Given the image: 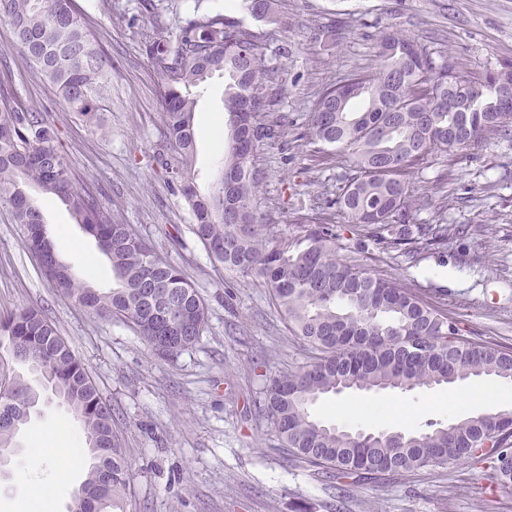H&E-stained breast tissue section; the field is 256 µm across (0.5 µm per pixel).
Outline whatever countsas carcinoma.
<instances>
[{
  "label": "carcinoma",
  "mask_w": 512,
  "mask_h": 512,
  "mask_svg": "<svg viewBox=\"0 0 512 512\" xmlns=\"http://www.w3.org/2000/svg\"><path fill=\"white\" fill-rule=\"evenodd\" d=\"M276 0H242L254 19L277 21ZM26 61L56 88L63 109L98 126L109 84L104 51L74 0H0ZM162 102L154 161L187 204L190 233L209 257L269 289L288 330L308 347L305 365L271 378L265 412L280 444L317 470L359 482L383 472H415L461 462L485 450L503 484L512 483V406L451 419L417 431L352 435L311 413V405L343 391L430 388L469 378L512 384V349L464 337L460 322L392 277L341 259L336 229L295 224L283 232L257 216L266 172L257 148L283 139L285 117L268 120L285 89L273 91L264 47L240 20L196 13L172 33L157 29L144 42ZM371 75H353L351 95L325 88L310 119L309 139L347 152L343 186L322 209L345 215L362 242L416 258L459 238V224L417 223L420 198L406 173L432 154L456 155L482 141L512 139V107L498 104L497 88L512 85V64L448 81L449 58L397 29L380 32ZM215 72L228 75L224 112L231 146L211 192L194 177L193 89ZM58 197L74 223L92 236L110 262L112 288H96L62 261L30 189ZM101 190L78 187L59 133L47 112L0 79V205L25 228V246L47 280L81 308L130 327L164 360L172 361L202 335L209 311L180 267L131 230L100 200ZM12 359L40 374L83 426L90 463L73 512L122 509L129 467L117 444L111 405L54 322L42 309L0 315V340ZM42 395L19 374L0 376V449L15 447L21 426Z\"/></svg>",
  "instance_id": "obj_1"
}]
</instances>
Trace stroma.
<instances>
[{
  "label": "stroma",
  "mask_w": 512,
  "mask_h": 512,
  "mask_svg": "<svg viewBox=\"0 0 512 512\" xmlns=\"http://www.w3.org/2000/svg\"><path fill=\"white\" fill-rule=\"evenodd\" d=\"M147 9L141 0H75L94 39L103 47L110 94L102 129L86 127L63 111L53 87L26 65L11 28L0 21V51L26 102L43 108L60 130L77 185H102L104 205L182 269L209 308V322L195 347L176 361L157 358L125 325L89 313L63 296L41 274L25 248V230L0 207V313L40 308L53 319L119 418L121 444L130 464L124 512H512V484H501L488 463L474 460L413 473L385 472L350 487L345 497L329 481L277 448L262 411L266 381L302 363L306 351L289 332L261 279L215 266L189 232L192 216L153 161L162 106L148 67L143 33L174 28L194 11H221L242 20L266 49L274 80H285L277 107L288 120V143L257 153L267 171L260 211L266 223L291 224L313 217L314 196L335 193L347 155L310 144L302 135L323 88L375 68V36L395 27L432 49L447 51L460 71L478 72L512 63V0H277V21L246 13L240 0H176ZM341 19L336 45L323 50L319 26ZM224 78L214 74L199 90L195 112L197 183L208 192L224 165ZM418 178L429 204L422 222L446 218L469 224L465 243L419 255L407 264L398 253L360 246L346 219L333 212L339 254L393 276L426 300L439 301L460 320L468 339L512 348V142L495 141L466 155L425 160ZM59 256L74 269L93 255L89 277L101 289L112 271L93 237L74 224L57 198L35 194ZM489 389L488 402L468 398ZM461 394L454 409L437 406L446 392ZM500 382L476 378L446 388L396 392H348L312 407L317 418L351 432L426 430L506 407ZM362 406L359 414L349 413ZM400 409L399 419L383 411ZM68 428L75 450L71 478L45 500L51 512H69L86 477L89 458L81 424L59 402L43 405L22 427L18 446L0 478V512L28 502L36 456H48L56 427Z\"/></svg>",
  "instance_id": "obj_1"
}]
</instances>
